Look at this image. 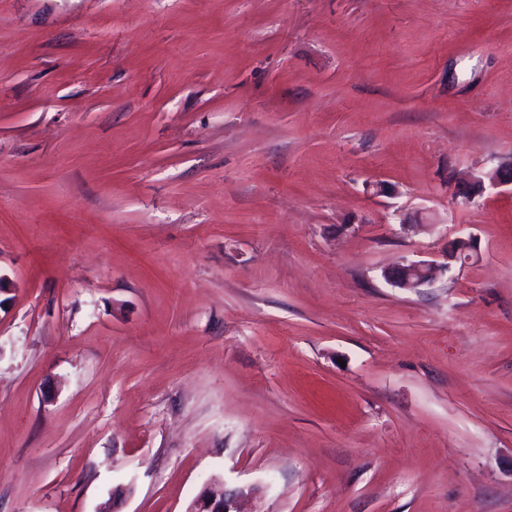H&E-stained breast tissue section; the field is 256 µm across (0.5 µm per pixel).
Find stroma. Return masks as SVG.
I'll list each match as a JSON object with an SVG mask.
<instances>
[{"label": "stroma", "mask_w": 512, "mask_h": 512, "mask_svg": "<svg viewBox=\"0 0 512 512\" xmlns=\"http://www.w3.org/2000/svg\"><path fill=\"white\" fill-rule=\"evenodd\" d=\"M510 156L512 0H0V512H512ZM430 261H405L384 272L386 280L398 288H419L433 282L442 270ZM255 486H239L232 490L205 487L193 500L189 512H242V501L256 497Z\"/></svg>", "instance_id": "stroma-1"}]
</instances>
